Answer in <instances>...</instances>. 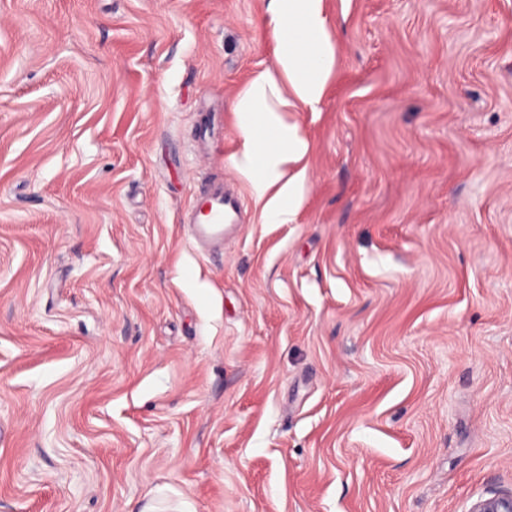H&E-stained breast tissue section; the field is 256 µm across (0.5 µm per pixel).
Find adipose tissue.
I'll return each instance as SVG.
<instances>
[{
    "instance_id": "obj_1",
    "label": "adipose tissue",
    "mask_w": 512,
    "mask_h": 512,
    "mask_svg": "<svg viewBox=\"0 0 512 512\" xmlns=\"http://www.w3.org/2000/svg\"><path fill=\"white\" fill-rule=\"evenodd\" d=\"M267 24L274 62L255 71L234 110L241 132L235 165L266 224L294 221L304 199L308 170L300 162L308 144L288 112H315L336 65L324 0H269Z\"/></svg>"
}]
</instances>
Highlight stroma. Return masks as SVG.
Here are the masks:
<instances>
[{"mask_svg": "<svg viewBox=\"0 0 512 512\" xmlns=\"http://www.w3.org/2000/svg\"><path fill=\"white\" fill-rule=\"evenodd\" d=\"M267 3L0 0V512L512 490V0H325L290 224L234 164ZM219 159L247 220L207 258L181 214Z\"/></svg>", "mask_w": 512, "mask_h": 512, "instance_id": "1", "label": "stroma"}]
</instances>
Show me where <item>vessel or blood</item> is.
Segmentation results:
<instances>
[{
	"mask_svg": "<svg viewBox=\"0 0 512 512\" xmlns=\"http://www.w3.org/2000/svg\"><path fill=\"white\" fill-rule=\"evenodd\" d=\"M243 199L224 185L223 171H216L204 187L195 191L184 215L188 239L199 254L223 250L228 236L241 222Z\"/></svg>",
	"mask_w": 512,
	"mask_h": 512,
	"instance_id": "vessel-or-blood-1",
	"label": "vessel or blood"
}]
</instances>
